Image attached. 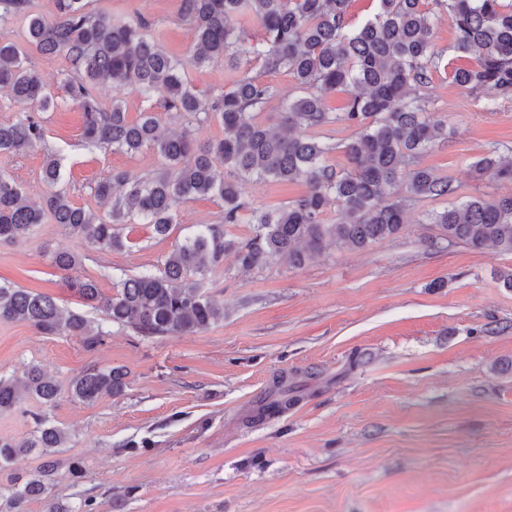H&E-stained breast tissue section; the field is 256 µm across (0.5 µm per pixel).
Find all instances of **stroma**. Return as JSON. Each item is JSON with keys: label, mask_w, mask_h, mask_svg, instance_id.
Segmentation results:
<instances>
[{"label": "stroma", "mask_w": 512, "mask_h": 512, "mask_svg": "<svg viewBox=\"0 0 512 512\" xmlns=\"http://www.w3.org/2000/svg\"><path fill=\"white\" fill-rule=\"evenodd\" d=\"M85 3L94 15L144 16L166 52L189 51L181 0ZM26 63L54 104L40 113L43 144L0 154V171L42 197L46 155L57 153L71 201L106 217L96 184L115 171L152 173L158 157L88 146L82 110L65 98V55L32 50ZM243 72L275 90L257 119L277 127L281 99L298 93L293 75L256 63ZM426 93L448 137L421 163L451 177L456 195L413 206L396 236L363 250L331 246L300 268L279 261L250 271L225 256L203 280L204 291L223 300L224 318L202 332L147 338L106 322L62 287L50 255L83 254L81 275L114 294L123 278L159 273L196 225L220 222L217 198L183 202L165 237L129 217L119 227L128 241L120 251L99 250L48 218L27 242L0 243V282L50 294L109 332L89 350L23 321H0V375L34 363L66 388L94 368L126 373L122 394L94 404L64 391L54 405L28 397L0 415V436L18 442L38 414L67 431L52 498L91 501L93 512H512V289L499 279L512 270V254L448 245L426 219L471 195L512 193V183L471 169L492 148H512V100L487 111L444 70ZM239 189L265 209L305 186L244 181ZM282 379L296 383L302 399L282 415L249 421ZM74 460L82 479L68 471Z\"/></svg>", "instance_id": "stroma-1"}]
</instances>
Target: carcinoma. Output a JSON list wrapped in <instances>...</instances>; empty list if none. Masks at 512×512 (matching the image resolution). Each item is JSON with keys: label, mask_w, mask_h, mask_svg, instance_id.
I'll list each match as a JSON object with an SVG mask.
<instances>
[{"label": "carcinoma", "mask_w": 512, "mask_h": 512, "mask_svg": "<svg viewBox=\"0 0 512 512\" xmlns=\"http://www.w3.org/2000/svg\"><path fill=\"white\" fill-rule=\"evenodd\" d=\"M52 19L31 15L27 42L45 55L65 54L74 76L64 83L69 100L84 112V140L94 147L126 154L154 151L161 168L146 177L116 171L97 183L96 194L111 203L110 220L75 206L67 190L58 189L29 202L22 188L0 171V243L21 244L48 214L69 233L105 251L121 250L126 241L117 225L132 211L165 236L180 204L197 197L224 201L219 224H199L171 251L158 274L123 279L111 296L96 283L76 275L78 254L59 251L52 263L62 272L65 287L84 303L102 309L109 322L144 337L184 336L208 329L224 319V303L201 291L211 266L235 254L240 266L261 271L276 258L294 267L304 265L330 243L360 250L394 236L407 223L409 208L423 198L456 193L452 179L419 164L420 156L438 140L448 138V124L428 116L424 90L440 71L434 52L435 19L445 12L455 29L454 50L474 56L472 66H456L450 79L469 92L488 96L487 105L512 99V0H377V12L361 27L348 22L351 0H182L181 19L194 31L195 43L182 59L171 56L148 37L143 16L112 20L85 10L84 0H53ZM29 0H0V20L26 13ZM254 17L264 30L258 49L232 26L240 16ZM270 71L284 69L295 78L302 95L281 104L284 132H274L256 119L274 97L271 87L245 76L204 97L185 80L189 66L215 60L236 72L254 59ZM100 80L112 83V108L102 110L92 95ZM133 85L143 101L163 98L168 112L185 122L179 135L164 132L154 112L127 121L123 90ZM14 103L43 108L50 103L39 75L25 65V53L0 39V89ZM348 94L344 111L328 112L325 96ZM214 117L224 125V138L201 140L196 133ZM357 128L340 146L321 141L309 131L332 124ZM44 141V127L35 112H24L12 123H0V154H19ZM343 148L351 169L341 173L327 163ZM233 173L220 179L217 166ZM487 174L512 182V149H491L472 164ZM43 178L51 186L64 180L62 159L46 157ZM302 181L301 197L273 210H260L241 200L236 179ZM122 194L115 195V189ZM336 206L340 218L323 223ZM439 239L474 249L493 247L512 253V194L469 196L459 205L428 215ZM226 224H251L246 241L227 237ZM0 319L24 321L44 335L75 337L84 347L101 344L108 332L84 315L64 313L54 298L0 283ZM125 373L118 368L93 370L74 380L72 397L92 404L104 395L124 392ZM59 383L39 366L29 364L18 374L0 376V413L12 411L22 397L53 405ZM297 391L280 382L254 416L279 415L298 402ZM30 438L16 442L0 437V467L33 453L40 465L26 478L0 487V512H25L31 500L47 501V512H79L71 505L47 500L59 461L53 449L67 444L66 432L44 415L34 417Z\"/></svg>", "instance_id": "obj_1"}]
</instances>
